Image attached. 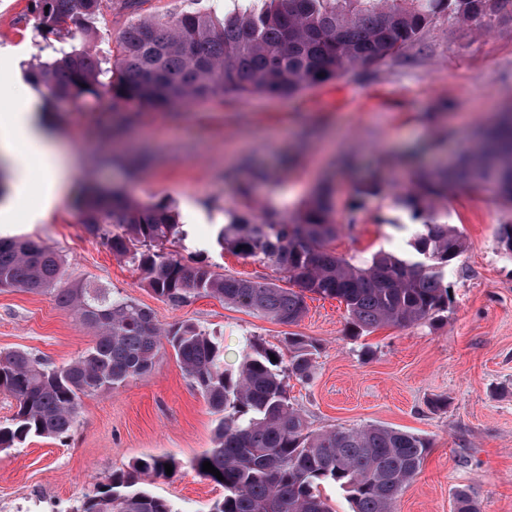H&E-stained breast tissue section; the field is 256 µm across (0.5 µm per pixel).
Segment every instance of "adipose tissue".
<instances>
[{
	"mask_svg": "<svg viewBox=\"0 0 512 512\" xmlns=\"http://www.w3.org/2000/svg\"><path fill=\"white\" fill-rule=\"evenodd\" d=\"M23 146L38 165L46 186L47 202L65 193L74 169V159L59 140L48 136L38 122L34 102L23 99L8 112L0 113V150L13 153Z\"/></svg>",
	"mask_w": 512,
	"mask_h": 512,
	"instance_id": "1",
	"label": "adipose tissue"
}]
</instances>
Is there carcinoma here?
<instances>
[{"instance_id": "1", "label": "carcinoma", "mask_w": 512, "mask_h": 512, "mask_svg": "<svg viewBox=\"0 0 512 512\" xmlns=\"http://www.w3.org/2000/svg\"><path fill=\"white\" fill-rule=\"evenodd\" d=\"M99 2L34 0L35 29L46 37L69 23L80 28ZM504 15L512 17V0H265L258 12L241 8L222 21L190 11L134 24L122 34L120 60L111 69L83 47H61L35 79L48 99L107 94L149 109L217 95L296 96L399 56L439 16L487 32ZM470 183L489 184L512 204L511 112L448 169L416 174L397 197L421 221L414 257L380 251L360 263L330 251L336 225L326 188L289 218L270 214L258 224L228 213L218 245L268 260L283 273L286 288L273 280L224 276L207 265L190 268L159 250L179 228L177 214L164 203L138 204L118 187H95L77 209L93 235L104 224L124 229L109 238L113 252L130 256L147 286L169 302L215 297L291 325L306 312L311 293L343 302L350 323L363 333L385 324L413 326L448 308L441 268L458 257L464 241L436 215L450 186ZM132 241L140 247H130ZM63 277L64 261L46 247L0 240V288L40 293ZM56 300L96 330L94 344L55 369L26 351L0 352V390L17 401L12 422L0 427V450L30 437H63L78 421L82 398L149 374L166 344L218 416L214 447L188 462L198 476L224 488L211 512H332L319 491L325 481L347 493L352 512H393L431 448L422 436L381 425L311 429L287 384L309 379L317 346L304 336L288 337L286 359L249 339L231 372L224 368V348L190 323L161 328L148 309L106 290L64 288ZM206 461L223 479L203 471ZM167 464L175 472L183 468L171 456L139 459L132 471L110 475L85 495L76 512H176L167 499L138 486L141 476L168 478ZM455 512H478L474 491L456 492Z\"/></svg>"}]
</instances>
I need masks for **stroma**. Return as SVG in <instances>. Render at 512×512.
Listing matches in <instances>:
<instances>
[{
    "instance_id": "obj_1",
    "label": "stroma",
    "mask_w": 512,
    "mask_h": 512,
    "mask_svg": "<svg viewBox=\"0 0 512 512\" xmlns=\"http://www.w3.org/2000/svg\"><path fill=\"white\" fill-rule=\"evenodd\" d=\"M238 0H102L86 24V49L113 64L132 24L204 9L216 17ZM52 55L34 27L31 0H0V113L22 97L79 164L68 192L50 209L40 193L0 222V239L32 240L65 262L68 287L104 289L148 309L155 322H182L218 338L224 365L237 369L247 339L285 349L288 336L318 346L308 381L288 394L314 429L378 424L431 442L421 472L394 512H453L458 489H472L479 512H512V256L497 240L512 207L484 185L457 188L438 214L464 236L465 251L444 269L448 310L437 321L385 325L352 337L344 303L312 296L287 325L213 297L173 304L141 273L87 232L77 201L92 185H119L139 203L163 202L189 232L164 252L189 266L251 280L274 278L267 260L221 249L225 211L255 220L293 215L330 182L337 233L329 248L357 260L407 253L420 231L396 201L415 169H437L478 141L512 104V18L490 33L435 19L421 43L385 64L359 68L294 97L217 96L174 109H148L102 96L53 103L31 72ZM379 177L385 193L356 197ZM249 190H241V183ZM94 333L50 294L0 288V351L21 349L47 366L84 354ZM446 399L442 409L431 400ZM216 417L172 350L150 374L86 398L74 428L0 450V512H75L84 496L136 460L181 461L213 445ZM176 512H209L222 487L183 469L145 482Z\"/></svg>"
}]
</instances>
